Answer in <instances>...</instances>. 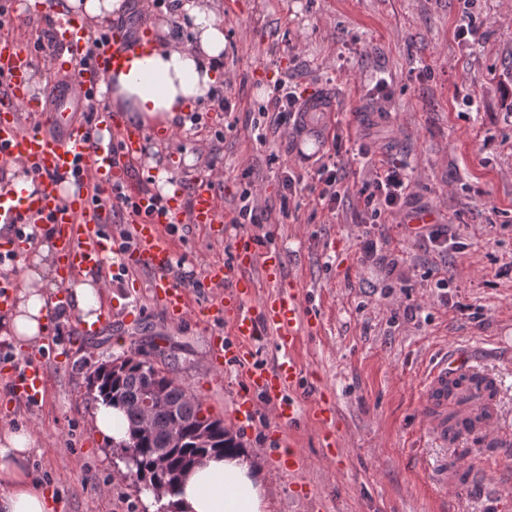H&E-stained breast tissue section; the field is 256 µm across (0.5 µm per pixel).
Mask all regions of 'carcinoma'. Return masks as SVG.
<instances>
[{
  "label": "carcinoma",
  "mask_w": 512,
  "mask_h": 512,
  "mask_svg": "<svg viewBox=\"0 0 512 512\" xmlns=\"http://www.w3.org/2000/svg\"><path fill=\"white\" fill-rule=\"evenodd\" d=\"M151 353L142 347L125 357L126 368L117 376L95 368L89 379L96 381L92 399L124 412L128 422V438L124 440L135 455V473L147 478L151 487L165 486L180 476L196 460L212 454L242 448L240 442L224 426V420L211 418L202 404L176 376V364L157 366ZM161 393L150 425L143 427L139 400L151 390ZM181 421V430L172 435L173 417ZM168 449L166 468L156 467L155 449Z\"/></svg>",
  "instance_id": "obj_1"
}]
</instances>
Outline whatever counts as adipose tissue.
<instances>
[{
  "label": "adipose tissue",
  "mask_w": 512,
  "mask_h": 512,
  "mask_svg": "<svg viewBox=\"0 0 512 512\" xmlns=\"http://www.w3.org/2000/svg\"><path fill=\"white\" fill-rule=\"evenodd\" d=\"M175 17L193 34L180 44L167 23L145 48L129 55L123 68L102 87L104 101L127 124L153 130L170 128L186 112L205 106L217 86L226 38L212 0H178ZM56 242L40 238L30 266L20 276L11 309L0 315V335L26 348L41 346L56 290ZM69 302L86 324L96 322L102 284L91 277L70 283ZM36 439L33 429L0 425V512H53L43 486L28 472ZM176 512H267L266 488L246 453L216 456L195 465L173 498Z\"/></svg>",
  "instance_id": "obj_1"
}]
</instances>
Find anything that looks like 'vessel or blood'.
I'll return each mask as SVG.
<instances>
[{
    "mask_svg": "<svg viewBox=\"0 0 512 512\" xmlns=\"http://www.w3.org/2000/svg\"><path fill=\"white\" fill-rule=\"evenodd\" d=\"M58 39L68 55L60 80L42 90L41 97L51 110L50 124L25 120L32 110L29 94L32 50L19 46L8 35H0V168L21 167L36 178L39 187L0 190V225L13 229V236L0 241V255L19 262L29 244L16 233L24 224H48L55 231L61 272L62 291L66 300V284L80 274L101 271L113 251L115 238L108 226L109 209L96 207L87 190L96 183L105 191L127 186L126 164L142 156L147 141L143 131L122 127L111 112L99 111L92 122L80 113L87 93L98 92L110 74L121 67L126 55L142 48L143 38L129 39L125 32L111 35V47L89 52L87 31L78 17H67ZM216 179H200L193 191L190 211H183L176 199L157 201L154 195L133 191L126 205L127 221L136 241L134 256L152 273L149 291L170 322L186 319L192 302L186 288L174 276L175 252L171 244L174 226L220 224ZM73 185L74 193H66L65 185ZM258 270L270 287L264 297H257L255 278ZM207 285L216 288L217 297L202 308L206 318L224 319L231 327L232 340L213 338L212 362L221 368L228 364L250 365L248 387L236 399L238 418L250 419L258 404L269 407L274 426L290 427L298 416L299 372L293 351L303 336L311 317L306 312L296 287H283V267L276 253L259 251L251 240H240L233 264H210L204 269ZM272 335L280 358L273 368L254 366L253 341L260 332ZM470 366L467 352L448 353L433 367L426 383L425 395L431 431L436 438L448 433L444 410L448 404V382ZM13 391L20 402L39 406L47 389L48 369L33 359L12 363ZM317 422L326 429L322 445L329 462H338L341 443L330 424L334 412L317 407Z\"/></svg>",
    "mask_w": 512,
    "mask_h": 512,
    "instance_id": "vessel-or-blood-1",
    "label": "vessel or blood"
}]
</instances>
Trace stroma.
<instances>
[{"instance_id": "35a3bbf8", "label": "stroma", "mask_w": 512, "mask_h": 512, "mask_svg": "<svg viewBox=\"0 0 512 512\" xmlns=\"http://www.w3.org/2000/svg\"><path fill=\"white\" fill-rule=\"evenodd\" d=\"M0 0L14 33L33 45L58 0ZM233 86L231 112L208 108L175 135L148 138L137 180L172 175L186 201L207 175L210 154L223 162L217 185L225 217L212 226L182 224L172 246L184 270L202 274L222 262L241 238L279 253L320 327L294 351L301 418L275 431L266 407L253 423H238L235 400L246 366H211V338L229 324L189 319L171 323L148 297V270L108 259L105 293L115 316L105 330L77 334L78 317L55 305L45 348L49 388L38 407L16 400L11 376L0 372V417L35 427L39 439L28 469L56 501L54 512H148L135 484L118 472L120 451L98 437L88 376L95 366L137 346L163 348L177 376L204 410L223 419L246 449L267 488L270 512H512V458L492 447L483 425L436 444L424 426V387L436 360L452 349L472 356L495 387L491 402L449 403L452 417L489 405L491 422L512 437V0H219ZM475 33L458 39L459 26ZM387 98L373 97L376 78ZM298 86L305 99L333 105L325 130L340 133L343 173L351 191L366 177L350 151L388 147L409 163L415 181L403 214L418 210L450 226L464 252L424 250L404 227L367 228L355 203L336 208L302 191L284 199L286 172L307 174L314 161L296 156L294 134L253 125L276 80ZM269 210L268 231L228 222L246 186ZM387 238L366 255L365 236ZM398 266H391V258ZM447 287H437L438 279ZM327 397L337 414L344 454L322 459V426L314 404ZM298 448L309 466L301 474L274 471L271 456ZM478 482L475 492L464 481Z\"/></svg>"}]
</instances>
